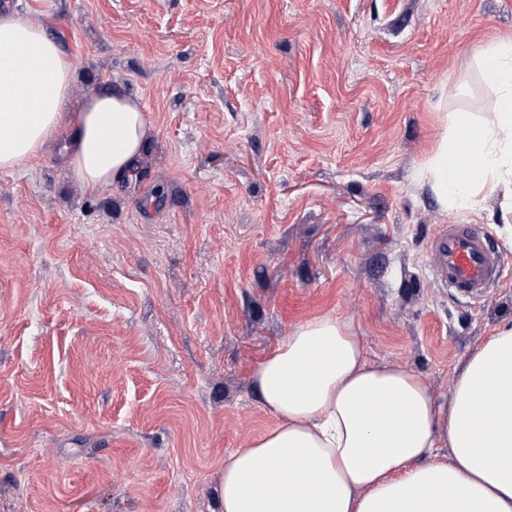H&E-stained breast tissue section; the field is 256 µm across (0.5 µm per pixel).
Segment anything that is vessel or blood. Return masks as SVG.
Wrapping results in <instances>:
<instances>
[{"instance_id":"1","label":"vessel or blood","mask_w":512,"mask_h":512,"mask_svg":"<svg viewBox=\"0 0 512 512\" xmlns=\"http://www.w3.org/2000/svg\"><path fill=\"white\" fill-rule=\"evenodd\" d=\"M432 275L464 299L483 297L505 274L503 256L479 224L443 225L431 242Z\"/></svg>"}]
</instances>
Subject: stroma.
Listing matches in <instances>:
<instances>
[{
  "label": "stroma",
  "mask_w": 512,
  "mask_h": 512,
  "mask_svg": "<svg viewBox=\"0 0 512 512\" xmlns=\"http://www.w3.org/2000/svg\"><path fill=\"white\" fill-rule=\"evenodd\" d=\"M67 112L118 90L150 130L90 193L59 135L0 170V512H219L224 457L273 428L252 368L304 320L350 323L447 400L512 323L431 273L455 222L416 182L512 0H50ZM494 190L478 221L512 267Z\"/></svg>",
  "instance_id": "1"
}]
</instances>
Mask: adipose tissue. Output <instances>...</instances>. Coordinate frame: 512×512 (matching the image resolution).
Listing matches in <instances>:
<instances>
[{
	"instance_id": "obj_1",
	"label": "adipose tissue",
	"mask_w": 512,
	"mask_h": 512,
	"mask_svg": "<svg viewBox=\"0 0 512 512\" xmlns=\"http://www.w3.org/2000/svg\"><path fill=\"white\" fill-rule=\"evenodd\" d=\"M42 15L0 13V169L31 163L65 129L74 176L105 190L141 159L147 115L137 99L112 93L66 118L73 68ZM480 62L494 110L465 122L472 151L462 137H441L421 180L457 212L504 188L512 211V36L489 40ZM252 379L277 424L225 457L220 512H512V324L468 356L445 401L414 370L372 361L362 337L332 315L297 324Z\"/></svg>"
}]
</instances>
